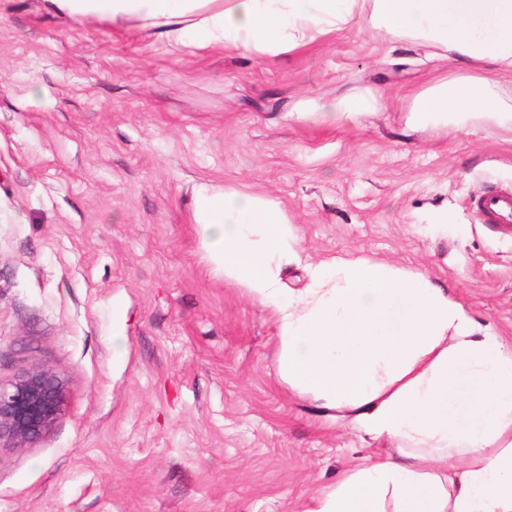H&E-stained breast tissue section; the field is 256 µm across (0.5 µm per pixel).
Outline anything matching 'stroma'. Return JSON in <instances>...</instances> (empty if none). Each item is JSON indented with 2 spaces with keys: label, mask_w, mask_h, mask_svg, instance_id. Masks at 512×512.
<instances>
[{
  "label": "stroma",
  "mask_w": 512,
  "mask_h": 512,
  "mask_svg": "<svg viewBox=\"0 0 512 512\" xmlns=\"http://www.w3.org/2000/svg\"><path fill=\"white\" fill-rule=\"evenodd\" d=\"M465 72L355 22L252 54L0 0V383L42 366L67 387L46 435L0 442V512H303L386 448L279 376L269 309L201 243L202 183L284 208L303 258L286 287L308 262L384 261L512 353V232L474 209L512 188V130L409 123Z\"/></svg>",
  "instance_id": "obj_1"
}]
</instances>
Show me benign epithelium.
Returning a JSON list of instances; mask_svg holds the SVG:
<instances>
[{
  "label": "benign epithelium",
  "mask_w": 512,
  "mask_h": 512,
  "mask_svg": "<svg viewBox=\"0 0 512 512\" xmlns=\"http://www.w3.org/2000/svg\"><path fill=\"white\" fill-rule=\"evenodd\" d=\"M65 381L34 367L8 386L0 385V440L22 447L45 435L63 416Z\"/></svg>",
  "instance_id": "7a95c632"
}]
</instances>
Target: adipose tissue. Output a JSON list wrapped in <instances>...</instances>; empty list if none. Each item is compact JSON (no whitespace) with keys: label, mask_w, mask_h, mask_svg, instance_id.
<instances>
[{"label":"adipose tissue","mask_w":512,"mask_h":512,"mask_svg":"<svg viewBox=\"0 0 512 512\" xmlns=\"http://www.w3.org/2000/svg\"><path fill=\"white\" fill-rule=\"evenodd\" d=\"M83 22L136 23L178 46L290 51L351 21L465 65L512 71V0H42ZM418 127L479 117L512 127V97L479 74L417 95ZM195 216L216 272L267 304L279 373L300 395L391 448L348 469L304 512H512V354L463 304L419 272L359 255L309 267L278 204L203 184Z\"/></svg>","instance_id":"adipose-tissue-1"}]
</instances>
